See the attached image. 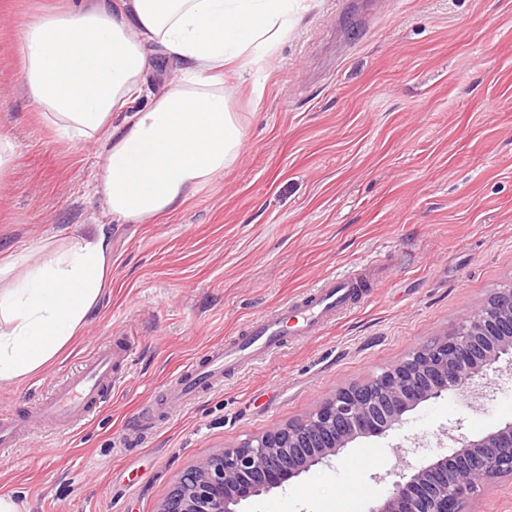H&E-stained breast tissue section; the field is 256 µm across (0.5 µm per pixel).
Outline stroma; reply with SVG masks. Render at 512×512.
Returning a JSON list of instances; mask_svg holds the SVG:
<instances>
[{
    "label": "stroma",
    "mask_w": 512,
    "mask_h": 512,
    "mask_svg": "<svg viewBox=\"0 0 512 512\" xmlns=\"http://www.w3.org/2000/svg\"><path fill=\"white\" fill-rule=\"evenodd\" d=\"M227 86L248 138L236 162L175 214L125 224L90 192L96 148L59 144L25 97L16 31L0 25V135L17 146L0 181V250L49 257L76 224L104 225L112 249L81 336L37 374L0 384V407L30 408L116 337L132 347L96 423L38 424L0 447V496L18 512H157L217 451L445 339L512 285V0H312L255 81ZM367 264L373 288L332 324L147 435L130 430L191 358ZM486 381V399L420 403L397 429L356 439L242 512H367L403 462L440 453L451 422L472 436L512 420V373ZM459 512H512V476L479 482Z\"/></svg>",
    "instance_id": "obj_1"
}]
</instances>
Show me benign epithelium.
<instances>
[{
  "label": "benign epithelium",
  "mask_w": 512,
  "mask_h": 512,
  "mask_svg": "<svg viewBox=\"0 0 512 512\" xmlns=\"http://www.w3.org/2000/svg\"><path fill=\"white\" fill-rule=\"evenodd\" d=\"M504 362L512 370V285L494 292L447 338L425 342L399 364L343 388L309 416L224 448L177 483L158 512H239L242 502L282 486L349 443L403 424L405 413L448 391L478 394L480 380ZM448 455L405 473L368 512H458L476 484L512 475V421L469 438L445 431Z\"/></svg>",
  "instance_id": "benign-epithelium-1"
}]
</instances>
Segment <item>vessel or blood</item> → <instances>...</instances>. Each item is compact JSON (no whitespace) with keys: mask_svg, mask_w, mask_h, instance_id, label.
Listing matches in <instances>:
<instances>
[{"mask_svg":"<svg viewBox=\"0 0 512 512\" xmlns=\"http://www.w3.org/2000/svg\"><path fill=\"white\" fill-rule=\"evenodd\" d=\"M366 277L360 273L331 274L320 279L308 297L290 300L251 323L244 335L209 348L173 374L161 398L138 415L132 427L150 432L159 419L169 417L172 406L186 404L198 394L223 387L225 375L239 373L266 360L283 344L286 334L310 336L345 311L362 292ZM129 346L99 347L77 374L58 386L34 409L51 423L68 428L91 422L109 405L114 373L130 359ZM30 420L0 409V446L15 443Z\"/></svg>","mask_w":512,"mask_h":512,"instance_id":"b4317fda","label":"vessel or blood"}]
</instances>
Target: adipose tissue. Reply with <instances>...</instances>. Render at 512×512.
<instances>
[{"instance_id": "1", "label": "adipose tissue", "mask_w": 512, "mask_h": 512, "mask_svg": "<svg viewBox=\"0 0 512 512\" xmlns=\"http://www.w3.org/2000/svg\"><path fill=\"white\" fill-rule=\"evenodd\" d=\"M306 0H67L17 27L24 93L64 145L95 142L92 192L145 224L222 177L247 133L224 70L244 77L287 40ZM112 273L103 230H74L45 261L0 259V383L57 360Z\"/></svg>"}]
</instances>
